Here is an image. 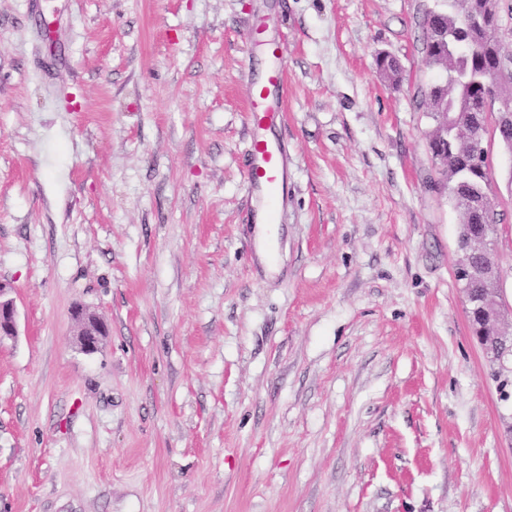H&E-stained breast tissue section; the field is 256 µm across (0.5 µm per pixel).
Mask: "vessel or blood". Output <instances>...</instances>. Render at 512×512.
I'll return each mask as SVG.
<instances>
[{"mask_svg":"<svg viewBox=\"0 0 512 512\" xmlns=\"http://www.w3.org/2000/svg\"><path fill=\"white\" fill-rule=\"evenodd\" d=\"M286 45L281 41L268 43L267 67L263 77L251 83L248 114L252 129L246 153L248 192L263 212V221L275 223L272 211L274 200L288 192V160L276 142L268 140L264 132L283 116V95L286 91L284 59Z\"/></svg>","mask_w":512,"mask_h":512,"instance_id":"1","label":"vessel or blood"}]
</instances>
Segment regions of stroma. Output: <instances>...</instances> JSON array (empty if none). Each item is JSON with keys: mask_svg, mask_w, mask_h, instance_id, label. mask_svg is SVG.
<instances>
[{"mask_svg": "<svg viewBox=\"0 0 512 512\" xmlns=\"http://www.w3.org/2000/svg\"><path fill=\"white\" fill-rule=\"evenodd\" d=\"M443 5L0 0V512H512V397L429 149ZM273 39L268 269L246 103ZM484 147L507 326L512 152ZM78 305L109 327L91 355ZM8 288L0 283V338L15 336L17 333L16 308L11 298H4Z\"/></svg>", "mask_w": 512, "mask_h": 512, "instance_id": "1", "label": "stroma"}]
</instances>
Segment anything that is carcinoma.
I'll return each mask as SVG.
<instances>
[{
  "mask_svg": "<svg viewBox=\"0 0 512 512\" xmlns=\"http://www.w3.org/2000/svg\"><path fill=\"white\" fill-rule=\"evenodd\" d=\"M499 18L498 0H448V9L426 12L428 30L424 42L426 64L441 68L445 82L430 88L429 94L448 102V136H431L433 158L442 168L448 199L461 211L462 223L472 225L479 235L494 234V207L473 209L461 196L479 198L487 193V157L479 158L461 132L478 112H486L489 101L487 83L512 84V73L496 74L495 62L511 60L499 40V29L487 30L472 23L473 18Z\"/></svg>",
  "mask_w": 512,
  "mask_h": 512,
  "instance_id": "obj_1",
  "label": "carcinoma"
}]
</instances>
